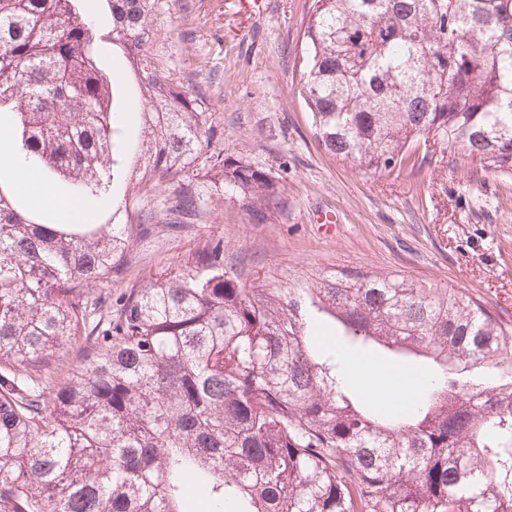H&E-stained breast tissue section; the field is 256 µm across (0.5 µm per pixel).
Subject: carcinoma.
Segmentation results:
<instances>
[{
    "label": "carcinoma",
    "mask_w": 512,
    "mask_h": 512,
    "mask_svg": "<svg viewBox=\"0 0 512 512\" xmlns=\"http://www.w3.org/2000/svg\"><path fill=\"white\" fill-rule=\"evenodd\" d=\"M169 9L0 0V512H185L191 491L211 512H512V322L469 294L358 269L269 288L217 240L115 314L86 297L148 231L132 196L169 190L170 224L227 193L253 224L285 208L155 53ZM305 38L329 155L369 176L458 147L512 177V0H314ZM21 161L93 218L29 208ZM369 349L431 365L411 405L352 385L346 353Z\"/></svg>",
    "instance_id": "obj_1"
}]
</instances>
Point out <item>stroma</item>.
Instances as JSON below:
<instances>
[{
  "mask_svg": "<svg viewBox=\"0 0 512 512\" xmlns=\"http://www.w3.org/2000/svg\"><path fill=\"white\" fill-rule=\"evenodd\" d=\"M312 0H171L156 49L185 86L206 94L217 149L265 170L287 201L273 224L225 199L188 224L150 225L110 302L164 275L210 238L243 256L252 280L288 287L336 269L395 272L458 288L512 321V178L481 171L459 148L419 171L366 176L313 136L300 94ZM331 213L332 227L314 218Z\"/></svg>",
  "mask_w": 512,
  "mask_h": 512,
  "instance_id": "35a3bbf8",
  "label": "stroma"
}]
</instances>
